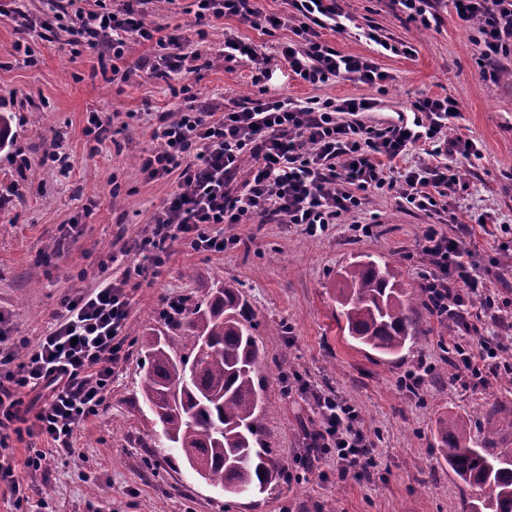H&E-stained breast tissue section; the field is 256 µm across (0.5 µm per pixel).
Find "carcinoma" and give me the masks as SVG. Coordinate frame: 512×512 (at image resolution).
<instances>
[{
    "mask_svg": "<svg viewBox=\"0 0 512 512\" xmlns=\"http://www.w3.org/2000/svg\"><path fill=\"white\" fill-rule=\"evenodd\" d=\"M12 116L0 113V149L12 145ZM337 320L357 343L380 354H400L417 339L416 305L389 263L356 260L340 272ZM182 344L151 333L136 338L147 366L141 394L172 448L189 467L224 492L263 493L286 470L263 439L265 384L257 378L261 350L256 325L231 285L211 289L167 322ZM438 439L449 469L463 483L491 488L466 512H512V448H473L467 421H439Z\"/></svg>",
    "mask_w": 512,
    "mask_h": 512,
    "instance_id": "carcinoma-1",
    "label": "carcinoma"
}]
</instances>
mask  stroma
Listing matches in <instances>:
<instances>
[{
  "label": "stroma",
  "instance_id": "stroma-1",
  "mask_svg": "<svg viewBox=\"0 0 512 512\" xmlns=\"http://www.w3.org/2000/svg\"><path fill=\"white\" fill-rule=\"evenodd\" d=\"M181 3L177 10L154 8L152 18L179 26L186 52L205 51L208 67L178 80L193 84L209 106L244 101L254 90L248 59L224 60L228 31L271 57L270 94L372 98L375 108L361 115L369 125L389 126L423 96L459 102L448 134L473 140L479 154L449 160L460 179L448 199L457 220L442 230L469 242V263L495 269L487 284L500 321L491 330L512 336V56L498 59L503 78L493 85L480 73L473 27L454 15H445L439 28L420 30L392 0H338L348 22L344 31H324V39L342 54L372 59L391 80L383 91L345 79L315 88L289 75L277 58L288 31L269 35L226 17L202 40L185 11L190 0ZM16 8L43 18L50 10L45 0H0V113H11L14 138L12 147L0 149V327L13 336L20 359L53 326L64 297L140 263L133 245L151 231L154 212L175 187L172 179L150 180L139 170L141 156L156 146L147 115L174 111L180 101L165 82L139 71L138 61L153 53L150 46H133L120 74L107 81L97 49L72 47L67 34L44 25L23 31L11 15ZM371 27L408 46V53L367 40ZM22 39L30 54L17 52ZM95 112L111 121L114 133L93 155L85 129ZM49 148L69 155V173L44 162ZM433 223L394 194L376 191L362 211L318 237L276 220L225 225V236L235 242L221 254L174 241L156 277L135 275L128 283L126 352L112 367L106 409L78 430L74 455L50 452L40 470L25 466L24 443L13 442L8 454L28 500L17 503L0 487V512H462L478 492L444 462L438 422L463 417L475 446L490 437L495 447L512 448V429L487 433L482 418L489 404L512 408V384L503 380L512 347L484 368L477 384L448 367L461 330L427 310L417 312L416 344L396 356L364 348L336 323L339 273L361 257L391 261L402 286L419 293L428 265L419 242ZM219 283L238 288L256 324L268 406L265 439L288 468L287 480L254 496L210 486L176 449L161 447V427L141 395L144 357L136 338L167 335L158 315L162 298L196 301ZM423 360L433 370L413 395L399 380ZM317 391L337 394L358 410L376 466L342 479L335 458L309 454L319 423Z\"/></svg>",
  "mask_w": 512,
  "mask_h": 512
}]
</instances>
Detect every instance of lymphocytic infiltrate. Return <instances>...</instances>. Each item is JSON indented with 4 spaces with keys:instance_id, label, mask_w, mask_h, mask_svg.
Returning a JSON list of instances; mask_svg holds the SVG:
<instances>
[{
    "instance_id": "lymphocytic-infiltrate-1",
    "label": "lymphocytic infiltrate",
    "mask_w": 512,
    "mask_h": 512,
    "mask_svg": "<svg viewBox=\"0 0 512 512\" xmlns=\"http://www.w3.org/2000/svg\"><path fill=\"white\" fill-rule=\"evenodd\" d=\"M152 0H100L96 10L66 0L55 8L57 29L75 42L100 49L101 73H119V63L132 44L155 43L157 56L144 58L149 76L169 77L188 69L201 54L187 56L179 30L163 31L149 21ZM198 37L215 20L234 16L251 27L270 33L289 30L294 38L282 43L279 57L295 77L314 86L345 78L384 89L390 79L372 59L344 55L323 40V30H344V14L335 0H288L283 14H267L259 0H193ZM456 17L475 25L483 80L499 83L501 73L492 61L512 55V0H452ZM245 56L251 62L259 89L246 101L215 112L200 105L191 85L174 88L182 102L176 118L158 116L151 126L157 146L140 161V170L152 179L175 177L176 188L153 215L154 229L137 240L142 262L118 279L65 298L56 321L38 347L12 369L0 372V484L17 501L26 489L15 476L4 450L12 441L26 442L27 467L40 469L45 444L73 453L77 431L103 411L112 386V366L122 355V331L129 314L126 285L131 275L158 271L172 241L183 239L192 249L219 254L227 243L228 224H265L280 219L301 226L305 234L319 235L343 214L361 209L368 191L387 189L411 208L436 216L439 225L448 217V196L459 179L445 157H468L475 144L449 137L448 120L459 111L451 97H421L413 104L412 121L379 129L351 119L371 110L373 99L271 97L263 82L271 59L224 36V58ZM432 156V163L403 168L386 175L384 161L413 152ZM438 225V227H439ZM431 227L419 247L429 260L420 274V289L432 312L443 319L460 316L467 335L456 348L454 364L465 377L482 380L485 365L504 348L497 336H482L472 322L469 304L492 314L495 301L485 274L462 261L466 241L451 238ZM320 429L313 447L336 455L340 474L372 466V442L364 432L357 410L333 394L316 398Z\"/></svg>"
}]
</instances>
